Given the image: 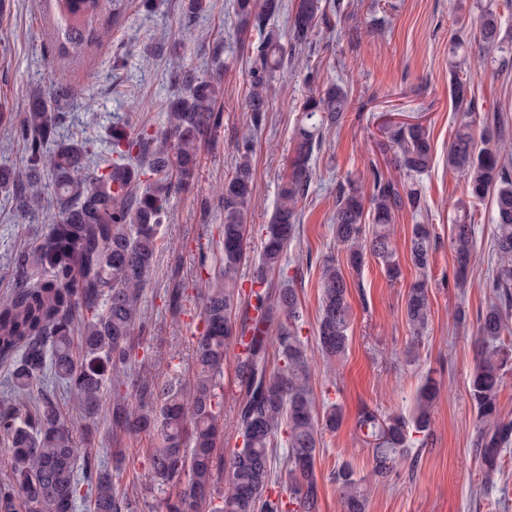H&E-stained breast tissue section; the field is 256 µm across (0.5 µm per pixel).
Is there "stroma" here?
<instances>
[{"label": "stroma", "instance_id": "35a3bbf8", "mask_svg": "<svg viewBox=\"0 0 512 512\" xmlns=\"http://www.w3.org/2000/svg\"><path fill=\"white\" fill-rule=\"evenodd\" d=\"M474 2L340 0V10L330 13L329 24L316 29L309 46L288 48V64L275 74L270 108L254 138L255 208L248 218V250L255 257L288 175L309 72L317 73L318 84L337 82L350 88L344 121L326 132L313 157V179L285 254L286 265L299 270L294 286L300 326L303 336L311 339L319 320L322 265L347 262L332 231L339 184L351 180L368 189L373 171L394 174L389 123L422 124L434 146L430 170L416 181L420 210L397 212L391 226L400 278L389 279L369 254L360 270H347L349 346L332 370L317 368L312 378L317 402L340 404L344 412L340 428L321 438L316 459L320 512H341L333 474L343 463L364 478L366 512H512V450L505 453L492 485H484L471 445L476 412L466 398L477 316L494 298L485 286L494 265L492 201H469L463 175L447 161L448 144L464 119L450 92L448 49L455 40L467 44L474 134H482L485 115L499 110L507 120L501 138L512 143V72L504 74L485 63L474 38L473 17H462L457 9L458 4ZM207 3L206 12L191 17L185 0H101L91 35L77 50L68 40V20L57 0H0L2 167L25 169L16 128L33 92L81 87L83 100L61 106L65 116L60 132L90 137L101 152L116 119L130 120L137 132L163 129L167 118L157 103L177 92L180 67L201 75L223 74V124L205 136L194 178L174 189L167 202L144 295V350L130 372L134 379L147 376L165 382L192 374V346L203 330L197 285L207 276L199 260L216 247L224 222V179L251 126L250 67L259 34L240 29L232 0ZM461 205L475 226L476 240L468 284L458 288L448 241ZM47 224L44 215L16 209L7 193L0 192V296L16 287L15 253L42 236ZM415 224L433 225L436 250L428 275L429 329L411 354L404 305L410 285L419 277L409 259ZM458 311L465 314L464 324L455 321ZM429 372L441 382L432 443L418 449L416 468L399 469L384 479L372 477L371 450L356 427L360 411L411 414ZM61 404L79 446L103 460L115 492L130 498L135 512H164L161 496L149 488V441L113 436L110 417L100 414L86 420L69 395H62Z\"/></svg>", "mask_w": 512, "mask_h": 512}]
</instances>
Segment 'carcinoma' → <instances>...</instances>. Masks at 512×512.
<instances>
[{"instance_id":"obj_1","label":"carcinoma","mask_w":512,"mask_h":512,"mask_svg":"<svg viewBox=\"0 0 512 512\" xmlns=\"http://www.w3.org/2000/svg\"><path fill=\"white\" fill-rule=\"evenodd\" d=\"M100 0H58L70 20L69 40H85V22ZM283 7L282 0H235L240 23L258 31L260 43L252 57L249 109L251 126L265 119L271 78L286 61L279 36L267 29ZM478 42L490 62L512 68V31L503 29L496 0L477 4ZM327 20L323 0H298L290 41L308 43ZM452 46L451 95L458 106H471L468 80L460 77L463 61ZM183 88L158 103L167 115V129L154 136L132 135L128 124L112 126V162L91 164L92 141L59 135L60 102L81 98L75 87L32 95L18 127L26 154V183L0 167V190L18 187L16 198L27 208L45 196L56 203L58 219L46 233L16 253L15 275L21 287L0 300V365L7 367L9 394L0 399V443L12 467L0 482V512H75L77 500L89 512H133L112 488V475L98 458L78 447L56 394L57 384L80 410L104 413L112 427L137 439L148 435L151 482L167 495L168 512H319L315 463L324 431L336 430L342 409L332 403L318 407L311 387L316 361L308 341L299 335L295 288L276 289L268 275L283 271L288 242L299 219L298 205L312 180V160L323 130L338 126L349 107L346 87L332 83L310 91L295 132V151L288 178L280 186L269 224L264 226L258 265L248 294L243 296L237 272L246 259L249 212L255 207L252 139L243 138L232 172L224 179V224L215 255L216 272L202 281L204 330L193 349V375L175 383L141 378L143 402L138 412L122 391L144 324L142 298L158 249L166 196L199 167L198 136L204 127L222 126L215 109L218 82L183 68ZM389 139L396 148L399 179L375 172L372 189L354 182L339 185L333 234L348 253V264L361 267L364 252L396 280L401 267L389 225L395 211L420 209V195L409 181L430 168L431 144L420 124L395 125ZM448 167L467 179L470 197H491L496 224L492 256L495 268L488 287L494 301L477 318L476 363L468 400L479 425L472 446L480 459L484 482L501 467L512 448V419L500 413L498 396L504 375L512 371V349L503 336L512 332V164L500 141L478 143L471 123L457 128L448 147ZM373 228L363 237L365 212ZM474 225L461 219L452 225L449 247L456 261L455 285L465 287L472 260ZM435 233L431 224L411 229L410 260L422 278L407 293L404 315L411 344L419 343L429 321L427 271L433 262ZM318 351L326 365L344 355L349 343V285L339 265L327 262L321 273ZM277 333L269 335L271 325ZM248 339L246 352L235 360L239 398L231 397L241 445L224 468V365L229 344ZM277 359L270 366V357ZM440 382L427 374L411 416L360 413L357 426L372 441V475L385 478L414 460L412 449L433 439L432 408ZM286 438L284 471L272 468L278 438ZM227 476L224 495L211 487ZM361 480L348 465L336 469L342 512H364Z\"/></svg>"}]
</instances>
